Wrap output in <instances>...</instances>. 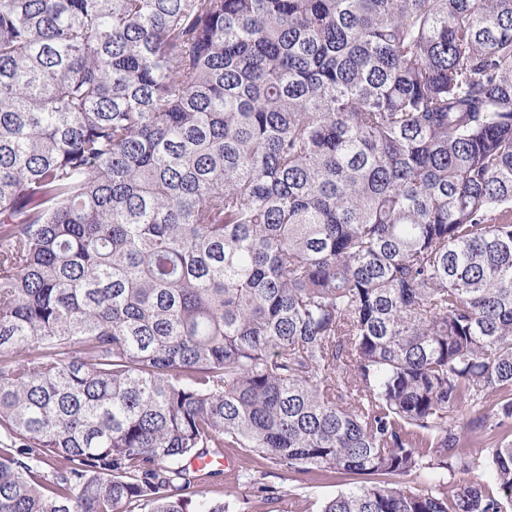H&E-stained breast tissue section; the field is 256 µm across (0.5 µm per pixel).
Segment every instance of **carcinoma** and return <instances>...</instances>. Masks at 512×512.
Returning <instances> with one entry per match:
<instances>
[{"label":"carcinoma","mask_w":512,"mask_h":512,"mask_svg":"<svg viewBox=\"0 0 512 512\" xmlns=\"http://www.w3.org/2000/svg\"><path fill=\"white\" fill-rule=\"evenodd\" d=\"M226 451L512 512V0H0V512Z\"/></svg>","instance_id":"obj_1"}]
</instances>
